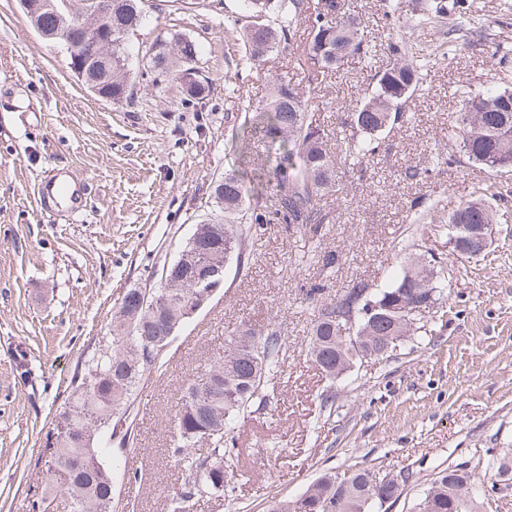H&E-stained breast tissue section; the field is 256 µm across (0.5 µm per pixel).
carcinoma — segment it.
<instances>
[{
	"label": "carcinoma",
	"instance_id": "1",
	"mask_svg": "<svg viewBox=\"0 0 512 512\" xmlns=\"http://www.w3.org/2000/svg\"><path fill=\"white\" fill-rule=\"evenodd\" d=\"M244 24L242 37L245 55L242 61L254 65L281 43L291 41L295 27L305 20L312 25L310 39L302 49L305 57L320 67V74L334 70L349 57L371 59V50L359 37L356 19L346 16L341 0H240ZM276 20H270V14ZM450 16L448 51L471 45L472 16L445 0H432L415 15L414 24H429L438 17ZM145 20L139 0H118L112 12V30L119 33L140 28ZM66 16L45 10L37 26L43 31L65 25ZM395 62L373 76V83L358 109L341 122L346 145L363 160L374 157L380 136L389 133L404 115V106L417 90L419 74L425 66L422 55L403 37L390 43ZM197 43L179 34H159L146 51L149 83L158 88L169 82L181 83V75L194 67ZM131 68L127 38H116L112 45V85L100 84L99 90L112 92V103L131 99L133 85L128 83ZM498 80L490 81L468 93L454 126L458 151L444 158L448 165L464 162L482 166L494 174L512 173V82L507 60L499 61ZM319 74L299 87L283 80L271 83L268 95L252 106V121L261 125L270 143L279 144L283 157L273 173L274 209H269L261 194L247 186L244 175L226 171L213 185L210 209L201 223L224 228L221 235L204 234L186 241L181 250H199L201 262L170 269L183 280V288L174 293L160 283L154 295L163 309L155 313L140 308L139 289L125 296L136 311L138 332L131 333L118 313L112 315V333L102 337L84 367L74 373L72 390L56 414L53 451L45 459H36L34 469L43 475L40 501L51 512H120L113 497L112 474L102 461L104 443L116 436L125 443L132 432L130 415L137 391L149 379L158 361L145 355L148 347L163 337L166 330L186 322L196 305L192 283L204 270L203 263L219 264L232 257L242 258L243 236L257 224L275 220L295 224L313 233L330 223V212L323 201L335 187L334 159L324 140L321 127L307 112L314 102ZM200 89H181V104L194 108L210 92L209 80L199 76ZM504 201L491 187L481 189L475 199L459 205L449 216L450 224L497 223L496 204ZM436 259L418 257L402 266L399 275L382 288L364 281L354 282L339 299L322 298V289L311 288L307 303L314 306V319L308 336L307 352L314 365L328 378L344 374L349 365L348 352L336 340L338 303L350 305L360 299L379 306L364 322L368 336H397L401 333L407 309L428 292L440 296L441 277L424 275L422 265L432 270ZM237 332L224 340V352L189 382L181 406L172 419L174 444L171 457L182 475L171 499L172 512H192L195 504L228 483L226 464L228 445L234 443L236 425L269 404L268 381L281 368L284 340L273 324L251 333L254 343L239 340ZM206 440L204 448L196 444ZM487 476H475L460 469L438 473L424 492L415 512H480L482 488ZM398 494L391 483L377 484L367 469L338 476L326 473L313 481L295 500L267 499L264 512H376L375 498ZM38 501V502H40ZM33 502L31 512H36Z\"/></svg>",
	"mask_w": 512,
	"mask_h": 512
}]
</instances>
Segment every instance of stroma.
<instances>
[{
  "instance_id": "1",
  "label": "stroma",
  "mask_w": 512,
  "mask_h": 512,
  "mask_svg": "<svg viewBox=\"0 0 512 512\" xmlns=\"http://www.w3.org/2000/svg\"><path fill=\"white\" fill-rule=\"evenodd\" d=\"M370 61L349 58L323 76L310 107L345 179L330 193L331 223L310 233L265 224L229 263L224 287L177 333L164 365L134 406V447H113L104 462L127 512H170L180 473L168 449L171 419L188 381L224 349L233 331L276 324L285 365L268 384L269 407L239 423L234 478L223 496L193 512H262L267 497L291 500L327 472L365 467L400 476L386 512H413L437 473H484L512 456V175L442 164L455 143L451 127L464 91L496 74L512 53V11L505 0H464L485 26L481 40L437 60L363 173L340 149L339 121L354 109L375 72L391 65L394 30L420 47L443 41L447 22L414 25L425 0H346ZM147 23L131 34L145 47L161 32L196 41L210 81L201 111L188 112L175 89L137 84L120 105L90 94L60 47L43 40L19 0H0V512H27L41 487L34 461L70 391L73 374L107 332L114 305L171 261L207 213L215 178L243 172L265 189L279 156L262 132H244L249 103L271 78L305 84L315 66L292 43L247 67L241 62L239 0H143ZM68 170L93 192L69 222L42 214L35 185L44 171ZM493 184L507 201L491 246L474 259L449 243L448 215ZM424 222H417L418 214ZM418 240L442 266L448 292L427 314V330L391 357L328 381L307 340L313 308L305 293L321 285L334 297L356 281L391 280ZM336 257L323 268L321 256ZM26 346L33 374L21 381L13 351ZM334 395L332 408L322 406Z\"/></svg>"
}]
</instances>
